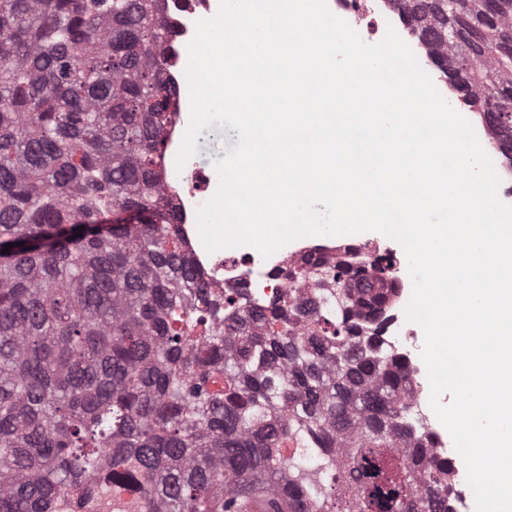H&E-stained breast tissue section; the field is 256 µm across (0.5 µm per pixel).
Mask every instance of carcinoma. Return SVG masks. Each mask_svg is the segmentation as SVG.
Wrapping results in <instances>:
<instances>
[{"label":"carcinoma","mask_w":512,"mask_h":512,"mask_svg":"<svg viewBox=\"0 0 512 512\" xmlns=\"http://www.w3.org/2000/svg\"><path fill=\"white\" fill-rule=\"evenodd\" d=\"M421 3L411 38L512 139V0ZM170 35L163 0H0V512H449L380 350L390 265L310 252L260 307L194 270Z\"/></svg>","instance_id":"carcinoma-1"}]
</instances>
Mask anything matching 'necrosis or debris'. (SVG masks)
I'll return each instance as SVG.
<instances>
[{
	"instance_id": "4bbe7bcc",
	"label": "necrosis or debris",
	"mask_w": 512,
	"mask_h": 512,
	"mask_svg": "<svg viewBox=\"0 0 512 512\" xmlns=\"http://www.w3.org/2000/svg\"><path fill=\"white\" fill-rule=\"evenodd\" d=\"M165 15L174 29L176 44L168 50V78L179 82V44L189 42L198 20L212 17L214 0H165ZM188 121L185 108L172 114L168 125L167 149L171 155L162 174L165 195L174 199L178 206V230L186 251L197 272L211 288H241L251 304L259 306L285 289L287 282L280 277V269L288 261L299 260L310 250L309 245L295 243L290 248L262 258L257 251L236 248L207 252L200 242L195 224V215L209 198L213 183L210 171L201 168L195 160H188L184 167H176L173 157L177 155ZM407 293H398L388 309V324L383 332L382 345L385 350L400 354L410 371V391L415 403V417L435 438L437 456L451 455L447 436L439 433L429 404L430 391L427 370L421 359L422 328L407 321L404 309L408 303Z\"/></svg>"
}]
</instances>
